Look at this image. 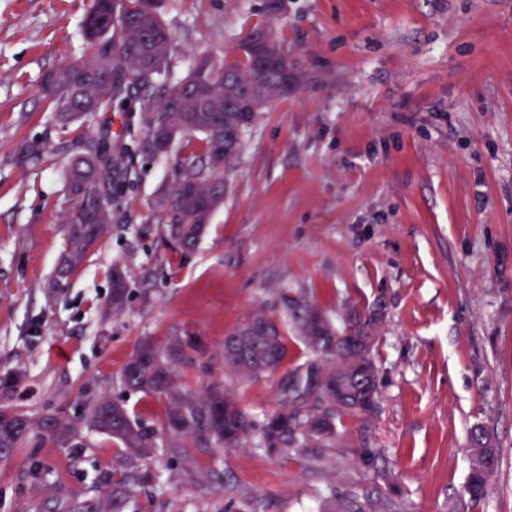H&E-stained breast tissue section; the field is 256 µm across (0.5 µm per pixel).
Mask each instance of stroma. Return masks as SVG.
Returning a JSON list of instances; mask_svg holds the SVG:
<instances>
[{"mask_svg":"<svg viewBox=\"0 0 512 512\" xmlns=\"http://www.w3.org/2000/svg\"><path fill=\"white\" fill-rule=\"evenodd\" d=\"M92 5L0 0V371L24 374L11 406L75 418L104 395L159 425L165 402L119 375L141 339L177 335L203 351L184 381L223 384L261 421L281 402L280 374L239 378L221 353L286 289L337 327L371 320L377 337L378 405L338 426L334 470L318 471L311 448L268 454L256 432L216 455L162 445L125 512H320L327 485L374 493L381 470L410 512H450L478 424L500 466L475 512H512V0H284L274 15L266 0H162L176 76L202 54L239 58L241 38L269 24L299 84L270 98L225 167L193 253L170 258L153 209L170 157L143 155L109 232L52 294L67 159L19 155L62 136L42 87L80 53ZM116 261L132 294L105 321ZM364 445L376 468L358 464ZM122 455L100 434L81 448L31 443L0 460V512L102 497Z\"/></svg>","mask_w":512,"mask_h":512,"instance_id":"stroma-1","label":"stroma"}]
</instances>
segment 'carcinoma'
<instances>
[{"label":"carcinoma","instance_id":"1","mask_svg":"<svg viewBox=\"0 0 512 512\" xmlns=\"http://www.w3.org/2000/svg\"><path fill=\"white\" fill-rule=\"evenodd\" d=\"M143 0H94L86 16L81 55L66 62L44 88L54 117L66 128L74 120L92 123L100 116L120 109L133 111L140 105V120L147 129L143 140L112 139V131L89 136L82 131L74 139L53 144L33 141L21 151V158L53 157L73 149L66 173V190L72 203L62 213L65 247L47 288L58 292L67 287L73 273L93 246L108 232L109 225L96 224L92 214L97 199L106 201L109 212L120 210L125 189L136 174L133 159L149 155L155 148L154 136L179 129L178 136H202L203 150H193L176 158L172 166V187L157 200L162 234L173 256L192 252L210 223L211 213L200 207V200L182 195L183 187L196 183L201 191H224V166L239 152L243 138L258 112L274 93H288L287 83H296L287 55H282L284 76L255 66L252 48L265 28L251 30L239 43L242 60L224 61L210 56L196 59L182 78L172 76L171 59L175 50L170 30L158 8L147 14ZM130 285L125 268L112 265L111 291L102 314L106 319L121 315L129 302ZM278 307L292 310L297 329L322 365L321 385L336 380V363L351 360L356 351L348 343L351 336L370 335V322L352 324V331L341 334L318 307L303 295L280 294ZM252 317L263 322L275 343L274 355L260 338L244 342L236 335L248 330L249 320L241 322L224 340V367L247 379H257L279 371L288 354V344L277 312L259 309ZM203 352L180 336L164 344L150 338L141 340L120 373V384L127 390L159 401H166L159 427L146 426L133 419L124 403L105 396L89 397L84 413L77 419L50 415L38 421L7 406L22 381L18 371L0 374V457H7L37 439L57 445H85L91 432L106 435L124 448L127 463L112 471V492L101 500L60 502L62 512H124L134 486L150 479L140 462L151 456L159 437L168 438L169 452L189 458L192 446L212 454L236 448L246 441L254 422L224 388L215 384L202 394L178 379L175 366L196 365ZM292 392L288 404L264 417L259 446L279 452L304 448L336 447L337 423L345 417L371 415L376 404H368L365 394L377 386L368 375L353 371L339 402H331L313 390L310 368L287 373ZM471 465L464 495L467 508H475L488 495L491 480L499 466L498 448L481 426L472 430ZM407 503L382 495L360 496L354 491L329 488L324 512H404Z\"/></svg>","mask_w":512,"mask_h":512}]
</instances>
